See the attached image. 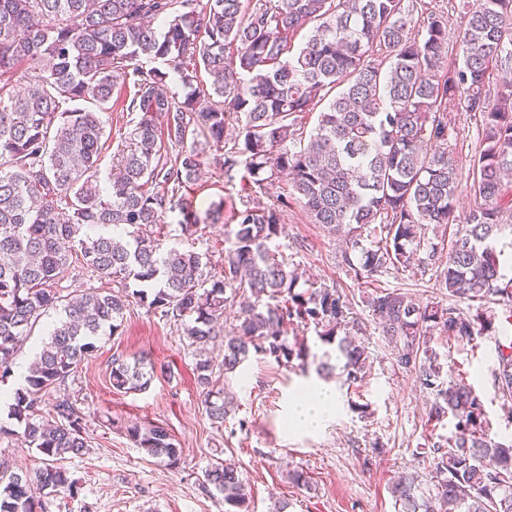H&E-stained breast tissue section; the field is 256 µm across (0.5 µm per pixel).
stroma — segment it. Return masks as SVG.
Segmentation results:
<instances>
[{"mask_svg":"<svg viewBox=\"0 0 512 512\" xmlns=\"http://www.w3.org/2000/svg\"><path fill=\"white\" fill-rule=\"evenodd\" d=\"M448 118V152L468 165L479 145L476 121L455 111ZM102 119L107 141L98 169L104 177L134 117L115 105ZM179 219V213L168 215L164 247L191 249L209 254L213 263L223 262V225H207L188 239ZM279 242L304 277L336 288L343 296L350 308L347 330L369 356L363 382L350 387L334 382L338 409L333 418L315 433L289 428L292 398L322 380L315 371L304 374L254 353L235 374H215V388L230 389L234 408L223 423H212L193 371V347L172 321L132 301L119 331L100 336L92 355L66 383L87 419L89 450L62 459L77 490L55 496L51 512H224L222 496L202 489L206 469L220 459L234 461L245 478L251 512H402L391 485L407 468L417 470L422 489L432 488V446L453 435L454 420L448 415L430 417L433 391L397 367L365 298L378 290L398 289L423 303H447V294L438 287L437 267L391 266L368 279L356 277L344 262L341 237L310 223L296 206L284 215ZM431 345L441 366L468 371L492 435L511 438L512 413L492 384L493 334L483 333L469 345L436 332ZM118 356H143L151 362L153 377L146 390L113 389L112 360ZM134 423L167 429L181 450L179 465L160 466L139 448L126 432ZM23 429L9 402L0 403V457L15 470L32 471L42 467L43 457L28 447ZM293 470L307 473L309 487L289 482Z\"/></svg>","mask_w":512,"mask_h":512,"instance_id":"35a3bbf8","label":"stroma"}]
</instances>
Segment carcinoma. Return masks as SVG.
<instances>
[{"mask_svg":"<svg viewBox=\"0 0 512 512\" xmlns=\"http://www.w3.org/2000/svg\"><path fill=\"white\" fill-rule=\"evenodd\" d=\"M460 17L461 60L446 67L448 21L431 12L417 31L404 0H0V372L10 371L32 324L60 310L12 403L25 442L50 463L19 473L1 460L0 512H48L44 496L74 492L54 462L85 453L86 420L65 393L49 409L54 422L40 419L43 397L65 385L99 336L118 332L130 297L181 322L201 350L195 372L208 387L204 406L214 423H224L234 403L209 388L216 366L202 350L220 335L216 325L234 300L238 325L222 339L224 375L253 351L286 367L297 360L306 371L309 346L288 340L296 322L336 345L345 383L363 380L365 347L340 335L346 301L327 286L297 290L298 268L276 243L293 205L310 223L345 233L344 262L356 276L407 268L420 254L438 265L451 299L424 305L396 289L366 300L397 365L435 392L430 414L455 419L447 446L434 448L435 495L418 493V476L404 471L391 488L395 501L403 512H512V440L491 437L466 377L443 385L430 345L437 327L469 343L493 328L495 315L474 314L468 302L512 306V274L496 247L499 200L512 194V0H460ZM170 77L184 95L168 91ZM119 85L133 88L124 106L138 120L103 183L101 112ZM76 101L96 109L71 107ZM450 104L481 127L467 183L445 148ZM319 107L304 145L297 125ZM232 121L238 133L228 148ZM163 139L174 152L161 151ZM208 147L219 152L225 176L244 175L237 196L200 216L186 192ZM281 177L290 191L260 203L256 189ZM465 189L476 205L458 224ZM176 210L187 238L202 223L224 225L230 247L221 269L205 253L161 249ZM428 224L453 228L448 244L430 241ZM76 248L103 287L64 298L56 284ZM511 325L512 315L492 370L505 401L512 400ZM151 374L143 357L112 360L116 390L142 391ZM127 433L159 465L179 464L181 449L164 428L134 423ZM202 488L224 497V512H249L235 464L211 465Z\"/></svg>","mask_w":512,"mask_h":512,"instance_id":"carcinoma-1","label":"carcinoma"}]
</instances>
